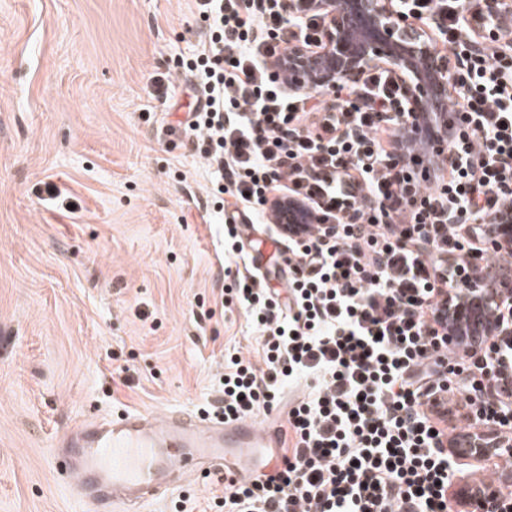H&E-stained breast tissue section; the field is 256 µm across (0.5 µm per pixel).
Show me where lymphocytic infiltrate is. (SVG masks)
I'll use <instances>...</instances> for the list:
<instances>
[{
	"label": "lymphocytic infiltrate",
	"mask_w": 512,
	"mask_h": 512,
	"mask_svg": "<svg viewBox=\"0 0 512 512\" xmlns=\"http://www.w3.org/2000/svg\"><path fill=\"white\" fill-rule=\"evenodd\" d=\"M412 6L453 56L461 89L450 102L458 162L431 185L400 159L403 99L388 71L369 73L338 112L286 92L284 31L319 46V13L196 0L209 31L182 64L197 93L182 133L211 169L224 257L244 264L226 292L263 337L261 362L225 355L213 411L248 418L278 407L294 382L312 384L288 411L274 470L225 479L219 512H453L448 396L469 360L445 341L448 290L489 259L470 222L512 209V46L487 0ZM275 193L339 227L326 241L276 234L288 252L282 290L254 265L241 227L259 223Z\"/></svg>",
	"instance_id": "1"
}]
</instances>
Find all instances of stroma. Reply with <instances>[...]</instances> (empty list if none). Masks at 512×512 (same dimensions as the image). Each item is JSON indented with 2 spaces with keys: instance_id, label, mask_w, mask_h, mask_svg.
I'll return each instance as SVG.
<instances>
[{
  "instance_id": "1",
  "label": "stroma",
  "mask_w": 512,
  "mask_h": 512,
  "mask_svg": "<svg viewBox=\"0 0 512 512\" xmlns=\"http://www.w3.org/2000/svg\"><path fill=\"white\" fill-rule=\"evenodd\" d=\"M207 37L193 0H0V512H88L55 451L124 410L199 413L262 346L227 278L206 164L162 125ZM171 76L175 94L153 82ZM78 206L40 201L45 182ZM200 472L143 512H210Z\"/></svg>"
}]
</instances>
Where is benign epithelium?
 I'll return each instance as SVG.
<instances>
[{
  "label": "benign epithelium",
  "mask_w": 512,
  "mask_h": 512,
  "mask_svg": "<svg viewBox=\"0 0 512 512\" xmlns=\"http://www.w3.org/2000/svg\"><path fill=\"white\" fill-rule=\"evenodd\" d=\"M322 19L323 48H309L288 38V52L279 67L291 93L316 92L335 112L345 107L346 88L363 82L374 69H386L401 87L402 112L407 136L412 141L436 144L432 159L445 172L454 160L451 149L456 119L448 113V96L454 76L448 58L437 53L429 34L411 21L409 0H307ZM267 208L277 230L301 236L317 219L309 204L297 197L276 194ZM474 237L484 247L512 250V219L488 216L477 221ZM487 269L470 265L466 281L449 289L457 303L448 307V320L463 326L473 304L490 311L483 335L495 351L477 345L472 361L481 368L484 383L472 390L463 378L469 435L464 453L448 445V456L479 463L496 455L512 457V274L499 279L487 293L483 286ZM512 482V470L499 483L464 481L449 485V497L462 512H505L502 485Z\"/></svg>",
  "instance_id": "7a95c632"
}]
</instances>
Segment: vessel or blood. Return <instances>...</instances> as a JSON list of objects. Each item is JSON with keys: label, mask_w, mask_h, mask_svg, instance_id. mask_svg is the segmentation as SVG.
I'll use <instances>...</instances> for the list:
<instances>
[{"label": "vessel or blood", "mask_w": 512, "mask_h": 512, "mask_svg": "<svg viewBox=\"0 0 512 512\" xmlns=\"http://www.w3.org/2000/svg\"><path fill=\"white\" fill-rule=\"evenodd\" d=\"M280 445V425L267 415L230 423L178 415L157 422L146 412L126 411L72 428L61 469L76 478L91 512H129L207 467L238 477L270 472L269 451Z\"/></svg>", "instance_id": "b4317fda"}]
</instances>
